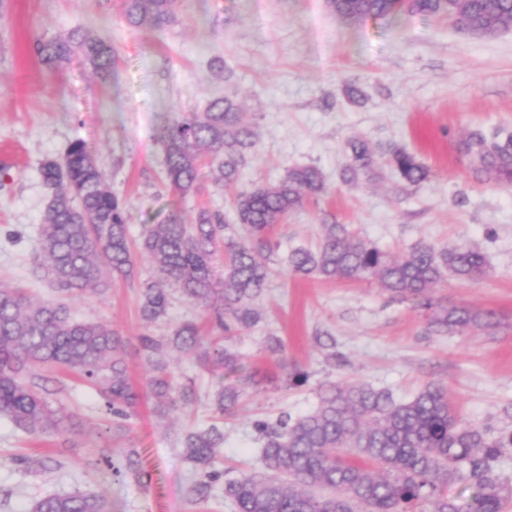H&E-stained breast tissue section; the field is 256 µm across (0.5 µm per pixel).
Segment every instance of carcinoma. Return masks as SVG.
I'll use <instances>...</instances> for the list:
<instances>
[{
    "mask_svg": "<svg viewBox=\"0 0 512 512\" xmlns=\"http://www.w3.org/2000/svg\"><path fill=\"white\" fill-rule=\"evenodd\" d=\"M328 8L348 21L402 14L439 15L475 36L512 28V0H327ZM176 0H123V16L132 26L163 29L175 18ZM78 51L106 77L116 65L112 45L100 36L76 30L64 39L35 44L36 57L53 68ZM476 132L460 141V151L474 169L500 184H512V135ZM156 143L165 160V179L180 196L190 193L205 164L216 168L224 187L236 184L239 171L254 153L252 126L230 97L211 102L192 116H176L158 127ZM349 163L343 178L377 175L374 154L362 140L347 143ZM387 165L399 180L418 185L429 170L403 148L388 151ZM50 189L45 224L40 228L39 266L56 297L35 301L0 282V414L35 435L61 432L64 416L46 397L48 377L40 370H72L94 386L112 410L113 430L125 428L136 410L125 359V339L112 326L77 319L66 300L86 292L103 296L110 279L134 276V255L147 258L155 278L140 289L138 337L149 366L154 411L168 414L194 405L192 382L176 384L168 358L188 354L205 369H222L232 377L219 382L211 403L221 415L236 412L255 385L231 339L260 319L256 300L271 276L269 230L311 195L325 191L316 166L292 167L277 182L238 192L234 221L243 233L230 234L224 217L209 209L186 223L174 209L163 224L144 228L137 244L127 230L128 207L114 194L91 146L83 139L69 145L60 160L43 164ZM224 246V287L214 283L211 257ZM288 267L304 278L359 280L372 278L393 296L427 311L426 335L442 336L494 326L490 311L436 301L431 291L452 276L477 279L486 257L464 245L453 248L418 244L404 257L391 258L345 224L323 225L316 248L298 247ZM205 313L218 336H204L194 319L168 335L151 326L167 313L173 294ZM261 441V470L224 479L215 469L224 448V426L213 422L185 430L179 440L184 460L196 480L191 493L200 501L228 498L235 512H504L509 493L497 473L502 449L512 447V431L461 419L446 386L429 381L408 400H396L383 388L365 382L321 385L316 407L298 418L256 420ZM116 475H142L140 455L123 453L119 463L102 455ZM461 486L462 502L448 500V487ZM30 512H112L105 490L49 495L33 502Z\"/></svg>",
    "mask_w": 512,
    "mask_h": 512,
    "instance_id": "carcinoma-1",
    "label": "carcinoma"
}]
</instances>
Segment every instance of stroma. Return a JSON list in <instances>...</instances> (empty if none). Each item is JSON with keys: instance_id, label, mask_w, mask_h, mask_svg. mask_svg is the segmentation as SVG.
Listing matches in <instances>:
<instances>
[{"instance_id": "stroma-1", "label": "stroma", "mask_w": 512, "mask_h": 512, "mask_svg": "<svg viewBox=\"0 0 512 512\" xmlns=\"http://www.w3.org/2000/svg\"><path fill=\"white\" fill-rule=\"evenodd\" d=\"M121 3L0 0V280L35 300L52 296L35 258L48 200L41 167L77 139L92 146L112 191L127 201L131 238L174 208L188 218L200 207L230 214L232 194L211 174L192 195L175 194L154 141L175 113L200 112L228 96L257 138L238 188L312 165L325 191L273 227L275 264L258 303L262 319L230 341L262 383L224 421L226 476L254 466V420L306 414L327 382L363 381L406 400L439 380L465 421L512 428L505 413L512 406V186L477 174L459 150L474 130L512 134V29L475 37L448 18L423 15L348 23L325 0H178L174 22L156 30L128 25ZM75 29L111 42L118 60L108 77L77 55L53 69L38 62L35 42ZM215 57L231 80L210 69ZM355 137L378 150L405 148L428 167V179L408 186L386 172L345 182L347 143ZM332 221L393 257L421 242L481 250L488 274L447 281L435 296L493 311L495 327L428 336L425 311L391 298L374 280L294 276L289 251L316 245L322 224ZM150 275L148 260L136 257L133 278H115L106 296L88 293L72 303L78 318L110 324L126 338L140 396L136 417L113 431L95 388L56 374L49 401L61 407L64 431L30 435L0 416V512H29L46 495L103 489L112 512H234L225 498L193 500L195 476L176 445L187 425L214 422L210 395L222 371L176 355L173 370L192 381L198 400L188 415L170 419L152 409L137 342L140 283ZM272 336L282 340V354L269 352ZM295 366L308 375L297 387L288 383ZM104 448L137 450L145 478L113 476L100 458ZM27 456L55 464L35 471L24 464Z\"/></svg>"}]
</instances>
